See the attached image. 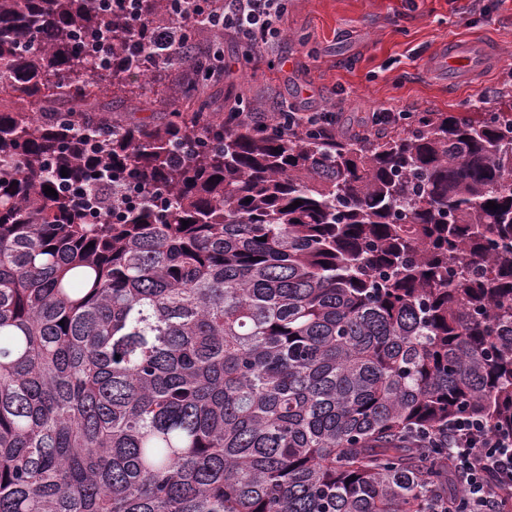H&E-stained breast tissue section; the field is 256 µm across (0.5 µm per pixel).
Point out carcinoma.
I'll use <instances>...</instances> for the list:
<instances>
[{"instance_id": "cac0c4a2", "label": "carcinoma", "mask_w": 512, "mask_h": 512, "mask_svg": "<svg viewBox=\"0 0 512 512\" xmlns=\"http://www.w3.org/2000/svg\"><path fill=\"white\" fill-rule=\"evenodd\" d=\"M134 8L0 0V512H464L448 419L512 428V106L270 133ZM166 66L165 121L99 111ZM162 81L158 84H154L155 90L162 92L165 96V104L156 110L154 117L155 120L163 117V112H170L174 109L181 108V100L178 96L179 85H182V81L188 77L185 71L179 68L167 69L161 73Z\"/></svg>"}]
</instances>
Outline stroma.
<instances>
[{"mask_svg":"<svg viewBox=\"0 0 512 512\" xmlns=\"http://www.w3.org/2000/svg\"><path fill=\"white\" fill-rule=\"evenodd\" d=\"M281 29L277 52L250 71L246 45L225 35L224 66L206 87L212 111L240 99L268 112L285 100L346 126L389 107L474 112L485 91L491 108L512 104V0H288ZM473 37L496 44L501 59L478 82L449 86L430 58Z\"/></svg>","mask_w":512,"mask_h":512,"instance_id":"obj_1","label":"stroma"}]
</instances>
